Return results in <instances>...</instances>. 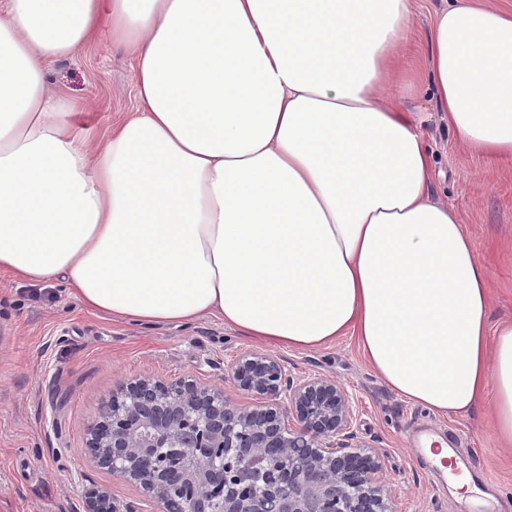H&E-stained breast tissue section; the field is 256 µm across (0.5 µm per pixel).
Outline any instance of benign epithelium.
Returning <instances> with one entry per match:
<instances>
[{"instance_id":"1","label":"benign epithelium","mask_w":512,"mask_h":512,"mask_svg":"<svg viewBox=\"0 0 512 512\" xmlns=\"http://www.w3.org/2000/svg\"><path fill=\"white\" fill-rule=\"evenodd\" d=\"M234 379L261 402L193 379L120 387L89 428V456L159 512H393L380 456L348 444L341 386L296 380L261 352L238 359ZM85 512L137 510L92 486Z\"/></svg>"}]
</instances>
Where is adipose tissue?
<instances>
[{
  "instance_id": "1",
  "label": "adipose tissue",
  "mask_w": 512,
  "mask_h": 512,
  "mask_svg": "<svg viewBox=\"0 0 512 512\" xmlns=\"http://www.w3.org/2000/svg\"><path fill=\"white\" fill-rule=\"evenodd\" d=\"M413 3L0 0V272L132 323L353 334L414 405L491 400L512 446V319L491 324L488 271L398 103ZM104 18L140 108L93 149L45 69ZM429 43L462 147L512 158V12L449 0Z\"/></svg>"
}]
</instances>
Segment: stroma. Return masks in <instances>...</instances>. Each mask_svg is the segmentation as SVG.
Segmentation results:
<instances>
[{"mask_svg":"<svg viewBox=\"0 0 512 512\" xmlns=\"http://www.w3.org/2000/svg\"><path fill=\"white\" fill-rule=\"evenodd\" d=\"M446 0H416L406 54L428 52L434 14ZM48 88L71 100L79 133L104 139L113 119L139 105L131 58L113 45L110 23L72 59L47 70ZM420 118L432 158L431 192L452 205L488 270L491 323L512 318V160H485L461 150L448 119L434 106L428 80L404 101ZM260 351L296 378L336 381L351 398L352 446L375 450L386 463L394 512H490L456 494L412 439L429 430L471 475L487 474L479 495L512 497V449L492 428L491 406L466 416L412 405L371 369L357 341L344 337L311 350L273 347L219 319L184 326H141L83 309L58 280L39 283L0 275V512H84L83 492L106 487L121 503L147 512L139 491L112 477L86 451L89 427L113 391L135 379L193 378L223 389L238 405L253 404L232 376L236 360Z\"/></svg>","mask_w":512,"mask_h":512,"instance_id":"obj_1","label":"stroma"}]
</instances>
